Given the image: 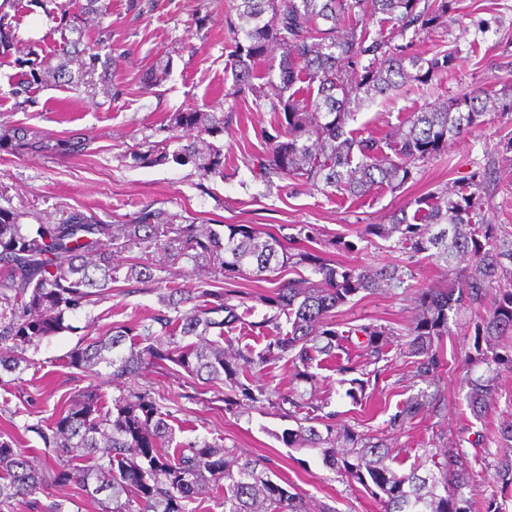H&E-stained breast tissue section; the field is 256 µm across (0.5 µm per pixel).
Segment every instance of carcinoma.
<instances>
[{
	"mask_svg": "<svg viewBox=\"0 0 512 512\" xmlns=\"http://www.w3.org/2000/svg\"><path fill=\"white\" fill-rule=\"evenodd\" d=\"M449 0H233L224 15L232 34L228 55L232 84L224 98L251 100L257 112L277 115L265 133L261 170L313 188H332L362 197L378 187L400 190L414 180L418 163L430 160L453 140L491 121L512 114V89L470 90L433 103L394 126L381 140L348 128L354 109L365 100L413 82L428 84L455 66V56L438 50L426 58L395 39L417 36L447 22ZM391 24L392 36L371 33L376 15ZM107 15L104 0H86L67 17L64 30L74 35L70 50L57 64L25 59L38 84L52 79L61 86L82 84L104 96L112 94V71H97L104 41L87 44L83 20ZM17 42L15 30L0 23V53ZM279 51L278 72L257 64ZM226 112H173L168 127L179 132L173 151L148 144L131 153L136 164L172 161L192 166L203 177L224 176V147L213 139L224 134ZM0 151L19 155L55 154L81 157L91 141L57 138L23 125L0 128ZM491 175L441 196L413 200V213L403 209L386 224H367L363 236L390 239L448 267L451 289L426 288L418 293L417 315L405 334L403 354L412 359L416 376L432 379L441 363L440 339L448 335L450 313L462 304L478 318L472 365L484 374L468 378L466 394L473 416H485L496 376L512 369V352H499V341L512 335V233L492 223L482 207ZM165 238L166 247L208 268L213 279L195 288H168L159 294L166 310L152 324H114L110 332L75 346L68 365L112 383H126L144 366L168 362L216 389L227 388V401L250 407L267 402L285 417L306 408L297 428L281 440L290 448H317L326 467L380 498L382 512H471L464 476L465 453H448L444 464L399 472L391 465L386 439L330 422L324 403L305 402L294 390H254L253 368L284 359L294 380L311 383L318 355L336 357L343 333L332 311L355 294L400 288L411 274L395 266H348L325 251L310 247L314 231L303 225L297 235L280 237L253 225L223 224L215 228L196 217H182L149 204L123 224H103L74 209L54 222L37 213L0 207V374L21 373L32 365L30 349L76 327L70 315L95 307L123 280L145 287L155 282L147 266L131 264L124 275L114 266L112 244L137 246ZM282 268L305 269L310 276L290 279L270 293L249 299L272 311L264 324L276 335L256 352L224 345V329L239 320V305L224 293V280L262 275ZM495 292L491 309L481 306ZM289 326L281 332V320ZM370 356L379 358L390 329L363 324ZM132 342H127V339ZM101 389L90 384L61 404L50 422L36 427L44 443L41 455L0 437V512L16 503L40 508L36 495L74 481L100 506L101 512H195L191 507L208 483L223 491L224 512H307L306 503L271 478L267 463L203 438L173 444L168 415L148 390L123 389L102 404ZM422 393L403 405L393 423L421 411ZM496 478L512 486V422L498 432Z\"/></svg>",
	"mask_w": 512,
	"mask_h": 512,
	"instance_id": "carcinoma-1",
	"label": "carcinoma"
}]
</instances>
